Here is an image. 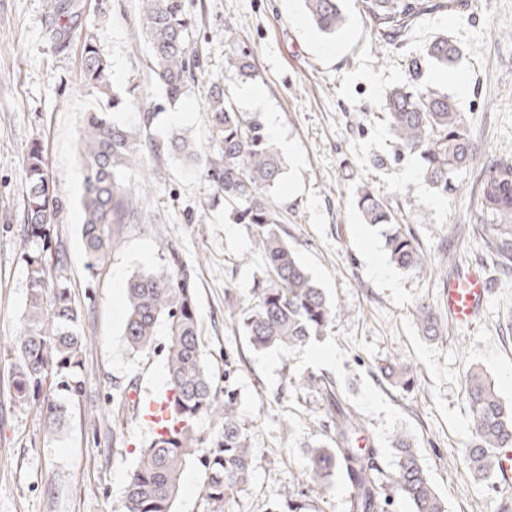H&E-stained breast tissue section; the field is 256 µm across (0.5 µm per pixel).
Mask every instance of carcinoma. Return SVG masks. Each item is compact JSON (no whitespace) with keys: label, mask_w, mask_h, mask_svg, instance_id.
I'll return each instance as SVG.
<instances>
[{"label":"carcinoma","mask_w":512,"mask_h":512,"mask_svg":"<svg viewBox=\"0 0 512 512\" xmlns=\"http://www.w3.org/2000/svg\"><path fill=\"white\" fill-rule=\"evenodd\" d=\"M316 28L328 35L343 29L346 16L342 0H303ZM370 26L381 37L402 35L416 19L433 12L451 11L461 0H358ZM72 0L52 7L55 38L62 47L74 33ZM141 34L150 45V65L155 81L170 103L179 101L187 82L194 79L186 35L190 21L184 0H141ZM459 49L442 37L431 42L422 56L409 60L408 79L389 90L385 117L389 132L405 155L420 162L421 175L435 191L448 192L452 177L470 169L481 150L468 132L452 97L429 88H417L424 64L452 68ZM225 69L252 77L250 54L235 48L224 57ZM112 65L96 40L83 36L80 79L95 89L102 101L85 111L80 152L83 160L82 237L86 267L104 262L112 251V225L139 220L136 189L127 170L136 158L142 137L158 113L135 97V89L111 84ZM135 111L137 121L127 124L111 114ZM217 150L202 159L194 139L178 130L156 151L179 156L191 169L202 167L211 178L215 196L224 201V215L243 224L261 242L260 276L253 280L241 304L232 305L230 320L255 350H295L333 328L340 309L297 261L287 233L278 225L274 193L285 165L261 123L240 111L215 83L205 106ZM26 189V229L29 246L22 253L28 280L21 327L10 340L14 400L41 415L57 418L64 412L58 396L78 401L85 379L81 372L85 336L81 312L66 278L57 274L62 261L52 252V219L59 208L43 150L34 144L23 163ZM356 205L366 224L387 226L385 245L390 261L402 270L429 264L428 255L400 215L370 189L357 194ZM479 224L475 231L486 250L512 268V158L498 157L481 180L478 192ZM161 270L131 276L125 285L126 318L123 336L136 353L155 349L159 327L165 328L163 355L166 389L173 394L176 422L180 426L153 434L130 471L119 512H175L182 477L197 460L204 471L203 497L207 512H226L233 491L252 479L255 449L249 428L241 419L234 389L232 365H224V389L215 385L201 344L196 313L195 280L179 247L162 243ZM414 317L423 335L441 338L433 305L424 300ZM381 375L399 386L410 382L412 366L392 358L379 366ZM291 386L314 387L334 412L336 437L312 447L307 482L322 487L342 471L355 489L350 512H384L388 487L405 497L412 512H448L447 503L421 463L418 449L404 434L395 436L396 460L390 471L381 469L374 448L354 447V437L366 426L362 414L341 403V390L331 379L311 374L293 378ZM472 440L462 458L476 476L496 472L506 451L512 449V404H505L494 383L478 366L464 378ZM206 418L210 431L197 427Z\"/></svg>","instance_id":"carcinoma-1"}]
</instances>
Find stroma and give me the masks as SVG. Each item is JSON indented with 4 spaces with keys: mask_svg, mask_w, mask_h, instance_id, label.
Returning a JSON list of instances; mask_svg holds the SVG:
<instances>
[{
    "mask_svg": "<svg viewBox=\"0 0 512 512\" xmlns=\"http://www.w3.org/2000/svg\"><path fill=\"white\" fill-rule=\"evenodd\" d=\"M464 2L459 11L423 16L388 43L356 0H344L346 23L333 37L310 22L301 0H186L189 46L200 65L171 105L150 71L140 0H77L80 35L63 50L52 38L51 0H0V512H116L150 436L131 416L130 394L166 380L162 352L134 353L125 343L124 288L133 274L160 270L166 241L179 246L194 273L216 385L224 383L225 359L238 368L240 412L257 453L252 480L234 494L230 512H270L288 496L305 503V512H349L353 489L343 476L318 490L306 479L311 447L331 430L321 397L287 383L303 373L337 381L367 421L362 444L379 449L383 466L394 461L391 440L407 434L448 512H496L505 488L478 481L459 458L471 438L466 371L481 366L512 404V280L474 232L484 165L512 156V0ZM85 34L111 61L114 84L136 86L145 106L157 111L152 141L185 128L199 149L214 152L204 112L214 81L240 110L276 124L286 166L277 210L298 261L340 310L327 335L294 352H259L233 331L224 299L246 295L256 268L240 257H258L259 240L225 219L200 171L150 144L128 171L134 186L151 177L140 220L113 225L108 259L86 269L78 140L82 113L96 96L79 80ZM440 36L456 42L462 55L453 69L426 67L422 81L454 98L484 159L454 178L445 195L424 182L415 158L396 157L382 118L385 95L405 82L409 59ZM232 46L252 52L256 78L225 70ZM252 89L260 102L249 98ZM35 142L61 203L54 246L66 257L62 274L89 338L83 398L54 428L14 400L8 362L27 295L22 163ZM365 185L407 218L429 256L427 268L405 272L390 262L384 226L364 223L355 205ZM442 265L446 275L473 267L487 278L490 291L473 325L449 320ZM422 299L441 320V341L426 339L415 323ZM392 355L412 365V391L380 377V363Z\"/></svg>",
    "mask_w": 512,
    "mask_h": 512,
    "instance_id": "35a3bbf8",
    "label": "stroma"
}]
</instances>
